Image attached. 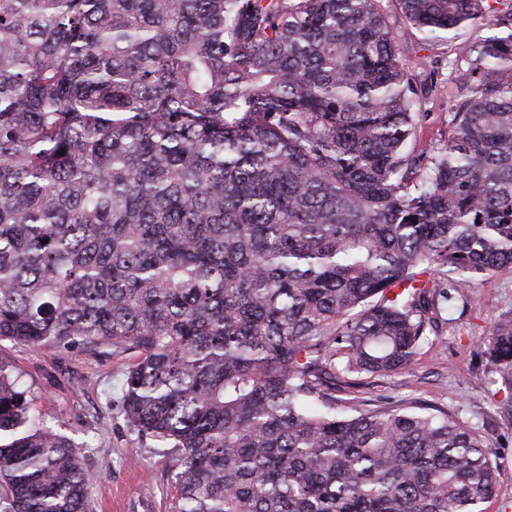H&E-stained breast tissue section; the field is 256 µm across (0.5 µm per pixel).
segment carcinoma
<instances>
[{"instance_id":"cac0c4a2","label":"carcinoma","mask_w":512,"mask_h":512,"mask_svg":"<svg viewBox=\"0 0 512 512\" xmlns=\"http://www.w3.org/2000/svg\"><path fill=\"white\" fill-rule=\"evenodd\" d=\"M495 5H490V2ZM383 0H0V342L135 354L172 512H480L479 431L364 396L512 268V3L395 0L456 58L448 139ZM512 371V313L485 329ZM0 357V512H94Z\"/></svg>"}]
</instances>
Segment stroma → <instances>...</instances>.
I'll use <instances>...</instances> for the list:
<instances>
[{"mask_svg": "<svg viewBox=\"0 0 512 512\" xmlns=\"http://www.w3.org/2000/svg\"><path fill=\"white\" fill-rule=\"evenodd\" d=\"M383 7L398 34L403 58L418 78L420 142L446 140L452 64L479 32L469 26L450 41L426 46L404 21L395 0H384ZM510 312L512 269L480 282L468 304H451L447 332L419 355L410 373L389 379L382 390L397 399L410 396L434 403L481 432L499 470L496 494L483 503L482 512H512V373L497 370L483 355L485 326L491 317ZM0 356L12 362L29 386L32 412L81 444L80 458L94 475L90 496L95 512H171L176 491L168 455L155 441L128 431L109 405L130 356L9 341L0 342Z\"/></svg>", "mask_w": 512, "mask_h": 512, "instance_id": "1", "label": "stroma"}]
</instances>
